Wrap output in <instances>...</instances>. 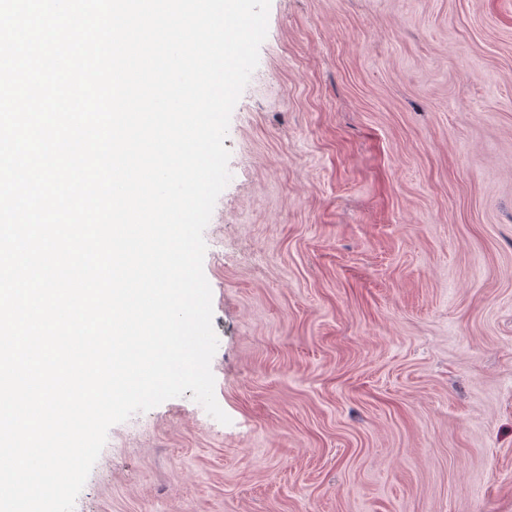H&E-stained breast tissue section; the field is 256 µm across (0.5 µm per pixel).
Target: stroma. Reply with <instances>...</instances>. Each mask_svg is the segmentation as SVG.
<instances>
[{"mask_svg": "<svg viewBox=\"0 0 512 512\" xmlns=\"http://www.w3.org/2000/svg\"><path fill=\"white\" fill-rule=\"evenodd\" d=\"M224 145L231 422L113 425L74 512H512V0H271Z\"/></svg>", "mask_w": 512, "mask_h": 512, "instance_id": "stroma-1", "label": "stroma"}]
</instances>
